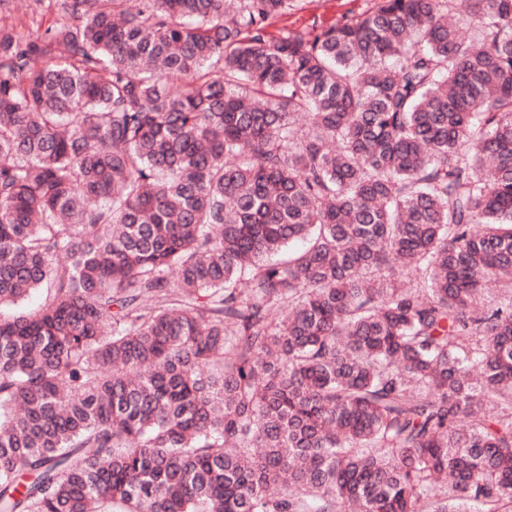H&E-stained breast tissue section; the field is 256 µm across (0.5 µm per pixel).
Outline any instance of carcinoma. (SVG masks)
I'll return each mask as SVG.
<instances>
[{
  "label": "carcinoma",
  "instance_id": "carcinoma-1",
  "mask_svg": "<svg viewBox=\"0 0 512 512\" xmlns=\"http://www.w3.org/2000/svg\"><path fill=\"white\" fill-rule=\"evenodd\" d=\"M45 1L0 15V512H512V0ZM377 7V0H297L287 14L270 21L269 32L301 31L313 24L330 26L345 20H355Z\"/></svg>",
  "mask_w": 512,
  "mask_h": 512
}]
</instances>
